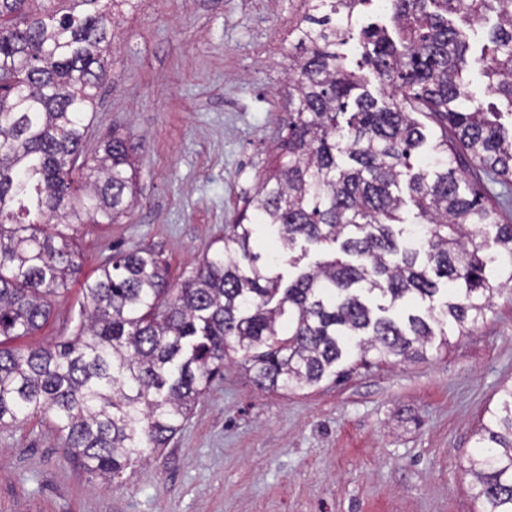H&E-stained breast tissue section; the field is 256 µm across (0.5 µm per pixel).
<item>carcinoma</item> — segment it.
Returning a JSON list of instances; mask_svg holds the SVG:
<instances>
[{
    "label": "carcinoma",
    "instance_id": "obj_1",
    "mask_svg": "<svg viewBox=\"0 0 512 512\" xmlns=\"http://www.w3.org/2000/svg\"><path fill=\"white\" fill-rule=\"evenodd\" d=\"M33 2L0 0V428L49 414L73 461L107 481L168 446L233 353L259 389L302 391L348 376L337 366L354 348L364 365L446 350L512 286V128L500 122L512 116V0H388L393 33L363 31L375 94L345 65L343 0H305L288 137L176 294L158 254L119 252L85 283L72 338L7 346L42 327L78 269L58 226L117 223L136 178L119 134L83 154L114 15L102 0H61L45 19ZM489 11L479 62L493 110L467 90L469 45L453 23ZM468 164L500 191L481 192ZM267 234L292 267L297 248L322 258L286 280L255 250ZM417 300L428 307L406 311ZM475 436L471 497L479 512H512V384Z\"/></svg>",
    "mask_w": 512,
    "mask_h": 512
}]
</instances>
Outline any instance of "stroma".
Instances as JSON below:
<instances>
[{"label": "stroma", "instance_id": "1", "mask_svg": "<svg viewBox=\"0 0 512 512\" xmlns=\"http://www.w3.org/2000/svg\"><path fill=\"white\" fill-rule=\"evenodd\" d=\"M300 0H129L112 26L109 75L86 152L128 137L138 203L119 224L72 230L79 270L25 350L68 338L103 261L146 247L169 285L236 223L288 132L285 28ZM512 383V291L445 351L260 390L224 367L168 447L105 481L73 463L46 417L0 429V512H477L461 467L480 414Z\"/></svg>", "mask_w": 512, "mask_h": 512}]
</instances>
